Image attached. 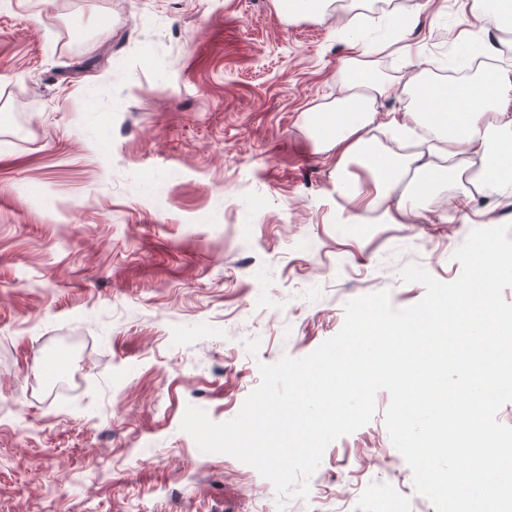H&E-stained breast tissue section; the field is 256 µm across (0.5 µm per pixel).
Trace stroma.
Instances as JSON below:
<instances>
[{
	"label": "stroma",
	"instance_id": "stroma-1",
	"mask_svg": "<svg viewBox=\"0 0 512 512\" xmlns=\"http://www.w3.org/2000/svg\"><path fill=\"white\" fill-rule=\"evenodd\" d=\"M433 60L457 9L397 0ZM273 0H0V512H435L384 423L331 443L307 498L279 505L252 466L200 452L187 406L216 423L260 365L336 335L346 303L455 281L472 228L512 222L486 188L475 224L348 222L302 115L336 98L351 30ZM415 104L406 59L376 60Z\"/></svg>",
	"mask_w": 512,
	"mask_h": 512
}]
</instances>
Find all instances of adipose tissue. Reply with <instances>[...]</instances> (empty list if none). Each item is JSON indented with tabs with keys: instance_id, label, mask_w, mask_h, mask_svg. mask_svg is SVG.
<instances>
[{
	"instance_id": "obj_1",
	"label": "adipose tissue",
	"mask_w": 512,
	"mask_h": 512,
	"mask_svg": "<svg viewBox=\"0 0 512 512\" xmlns=\"http://www.w3.org/2000/svg\"><path fill=\"white\" fill-rule=\"evenodd\" d=\"M373 0H275L291 18L322 19L340 11L350 17L371 9ZM464 23L512 33V0H458ZM410 44L353 45L338 72L335 104L315 108L304 124L317 151L336 157V193L348 205L350 218L380 211L389 224H404L421 209L436 205L441 185H491L512 196V71H480L465 83L429 81L422 59L412 60L407 85L419 92L418 105L382 120L376 104L391 92L385 80L372 76L367 58L407 55ZM427 126L434 140L426 150L396 153L381 144L375 131L389 127L408 133Z\"/></svg>"
}]
</instances>
